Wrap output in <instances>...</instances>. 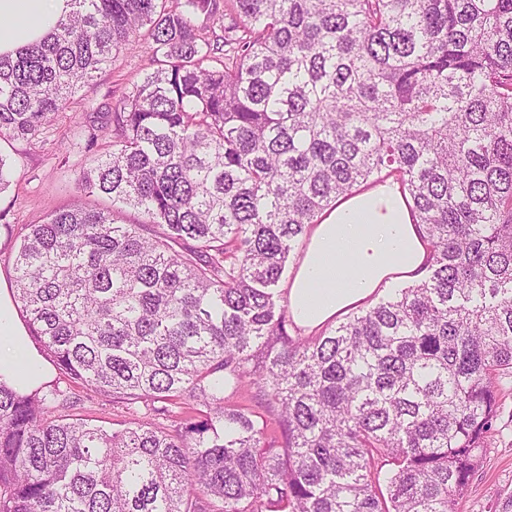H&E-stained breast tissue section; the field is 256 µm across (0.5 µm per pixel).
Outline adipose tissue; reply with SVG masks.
<instances>
[{"instance_id":"adipose-tissue-1","label":"adipose tissue","mask_w":512,"mask_h":512,"mask_svg":"<svg viewBox=\"0 0 512 512\" xmlns=\"http://www.w3.org/2000/svg\"><path fill=\"white\" fill-rule=\"evenodd\" d=\"M69 0H0V54L44 38ZM419 227L392 179L337 204L309 231L286 287L296 325L313 333L365 303L389 277L415 279L426 260ZM50 362L19 320L9 289H0V381L30 393L48 380Z\"/></svg>"}]
</instances>
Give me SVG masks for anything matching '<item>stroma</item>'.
Here are the masks:
<instances>
[{
    "instance_id": "35a3bbf8",
    "label": "stroma",
    "mask_w": 512,
    "mask_h": 512,
    "mask_svg": "<svg viewBox=\"0 0 512 512\" xmlns=\"http://www.w3.org/2000/svg\"><path fill=\"white\" fill-rule=\"evenodd\" d=\"M150 49L139 45L103 70L97 80L79 91L66 112L33 142H0V155L11 164L13 177L0 191V284L9 285L13 258L31 225L75 199L90 206L97 195L83 194L75 184L86 155L81 133L90 125L103 129L100 148L112 143V109L150 71ZM501 413L489 441L484 463L457 504L458 512H502L512 498V374L500 380ZM73 413L112 426L127 419L125 409L79 385L69 388Z\"/></svg>"
}]
</instances>
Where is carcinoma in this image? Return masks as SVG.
Returning a JSON list of instances; mask_svg holds the SVG:
<instances>
[{
    "label": "carcinoma",
    "instance_id": "cac0c4a2",
    "mask_svg": "<svg viewBox=\"0 0 512 512\" xmlns=\"http://www.w3.org/2000/svg\"><path fill=\"white\" fill-rule=\"evenodd\" d=\"M70 2L0 55V139L142 40L153 70L112 149L87 135L76 182L111 206L31 225L14 298L67 381L145 419L0 382V512H453L512 373V0ZM389 178L422 277L292 335L290 255ZM59 382H61L60 386L62 388L69 387V395L71 400L74 401V406L71 408L70 413L98 420L95 422L97 424L118 428L120 426L113 425V423H118L117 421L122 420L137 421L135 419H140L145 412L143 406L140 405L136 406L138 414L134 413V415H131L126 412V409H122L121 406L112 405V402L106 401L108 398L95 394L82 386L73 384L69 386L68 383H63L62 379Z\"/></svg>",
    "mask_w": 512,
    "mask_h": 512
}]
</instances>
